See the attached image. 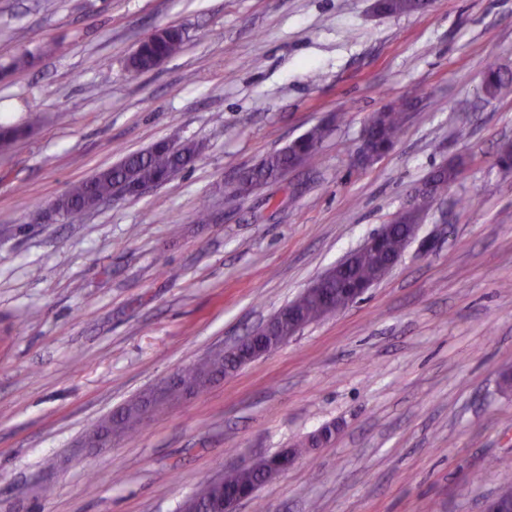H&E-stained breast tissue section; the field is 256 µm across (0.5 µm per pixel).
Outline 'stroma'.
I'll return each mask as SVG.
<instances>
[{
    "instance_id": "35a3bbf8",
    "label": "stroma",
    "mask_w": 512,
    "mask_h": 512,
    "mask_svg": "<svg viewBox=\"0 0 512 512\" xmlns=\"http://www.w3.org/2000/svg\"><path fill=\"white\" fill-rule=\"evenodd\" d=\"M0 0V121L40 124L0 151V512H178L227 467L336 428L236 512H484L512 486V0ZM183 51L133 75L151 31ZM109 66L108 93L99 89ZM409 101L368 166V117ZM319 160L230 199L226 187L312 126ZM169 140L189 167L75 221L46 219L73 183ZM390 274L345 310L133 436L81 441L113 411L230 347L409 208L439 165ZM208 209L210 220L197 214ZM423 0H377L376 9L387 15L411 14L422 11ZM483 90L488 96H495L502 89L512 86V71L489 67L483 75ZM464 165V161L459 159L457 161L450 162L448 164L442 165L436 168L431 174L430 178L434 183V192L435 194H441L448 188V184L455 182L460 174L461 167ZM430 178L421 185V189L423 190L425 197H429L431 193V181Z\"/></svg>"
}]
</instances>
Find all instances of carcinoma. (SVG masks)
Segmentation results:
<instances>
[{
  "label": "carcinoma",
  "instance_id": "obj_1",
  "mask_svg": "<svg viewBox=\"0 0 512 512\" xmlns=\"http://www.w3.org/2000/svg\"><path fill=\"white\" fill-rule=\"evenodd\" d=\"M376 9L387 15L411 14L422 11L421 0H376ZM185 42V32L176 26L165 28L162 34L147 36L137 46L127 61V69L135 75L153 70L155 64L179 54ZM483 90L488 96H495L501 90L512 86V71L498 67L486 70L482 80ZM409 104L403 103L373 113L367 120L364 132L368 133L379 151L392 147L402 134L408 119ZM40 122V115L33 114L24 127L9 124L0 125V147L6 148L29 129ZM329 132V127L318 124L309 129L286 147L265 156L252 167L247 176L230 186L229 193L235 197L245 195L253 187L279 180L289 171L302 164H313L319 156V146ZM202 149L199 142L176 146L168 141L156 143L152 149L126 155L118 164L99 171L88 181L79 182L56 198L67 215L74 221L82 213L94 208L102 198L125 197L133 186L145 181H166L174 173L191 165ZM464 161L459 159L436 168L430 178L437 194L447 190L460 174ZM424 203H417L406 210L405 217L397 224L390 225L380 246L373 251L357 253L353 260L343 265L327 283L329 291L341 299L347 289L366 285L373 281L380 267L391 258L402 255L409 235L417 231ZM298 314L310 323L326 315L327 302L313 299L304 294L295 300ZM231 363L223 354H215L193 364L175 375L180 386H206L210 378ZM144 422L141 409L132 402L118 410L104 421L103 426L115 435H132ZM277 475L270 467L251 470H231L224 473V488L206 483L196 494L198 505L207 512H218L223 508L224 491H246L262 485Z\"/></svg>",
  "mask_w": 512,
  "mask_h": 512
}]
</instances>
